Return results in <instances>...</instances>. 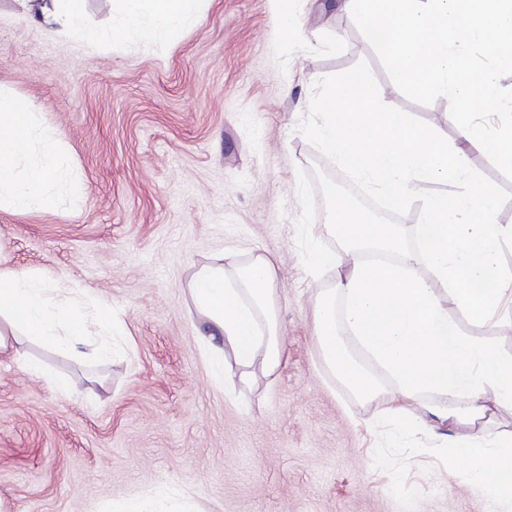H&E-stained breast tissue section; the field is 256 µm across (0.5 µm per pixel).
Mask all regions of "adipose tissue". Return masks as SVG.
I'll return each instance as SVG.
<instances>
[{
  "instance_id": "1",
  "label": "adipose tissue",
  "mask_w": 512,
  "mask_h": 512,
  "mask_svg": "<svg viewBox=\"0 0 512 512\" xmlns=\"http://www.w3.org/2000/svg\"><path fill=\"white\" fill-rule=\"evenodd\" d=\"M122 24L109 36L137 30L147 41L165 40L196 18L197 0H118ZM30 21L51 34L79 35L84 31V0H23ZM378 91L370 85L331 86L329 112L344 122L328 120L314 129L327 154L351 170L371 193L394 208L428 183H449L451 194L422 195V215L410 231L395 224H379L337 205L330 228L343 244L339 253L311 248L315 266L346 265L334 292L318 303L317 323L324 361L344 382L369 395L375 385L358 369L349 354L347 338L395 375L398 386L385 398L399 433L417 428L435 431L443 425H475L490 406H512V356L463 335L449 318L443 298H450L475 320L484 321L502 308L512 290V269L499 256L512 246V225L496 221L497 195L467 166L461 147L448 145L431 131L414 125L404 114L378 112ZM60 143L41 129L28 106L0 94V207L15 211L52 206V189L61 180L57 166ZM416 245H404L405 234ZM428 269L444 292L436 294L422 279ZM273 280L269 260L259 258L234 288L222 269L201 272L191 294L212 329L224 338L211 346L208 357L222 364L224 348H231L240 367L262 363L266 373L281 363V347L274 332H263L259 315L267 311ZM250 300H243V293ZM58 288L32 272L0 266V353L15 351L22 340L72 356L80 355L81 337L88 323L112 329V311L87 302L85 311L60 306ZM444 397L430 408L429 418L406 419L402 411L419 393ZM469 394L465 409L454 406ZM448 456L471 461L470 480L488 494L492 512L512 498V432L488 437L482 433L448 437Z\"/></svg>"
}]
</instances>
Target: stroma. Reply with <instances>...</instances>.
<instances>
[{
    "mask_svg": "<svg viewBox=\"0 0 512 512\" xmlns=\"http://www.w3.org/2000/svg\"><path fill=\"white\" fill-rule=\"evenodd\" d=\"M289 8L304 40L281 36L274 0H200L195 26L146 45L101 40L116 0H85L89 42L0 0V93L34 105L76 185L50 209H0V258L68 283L74 307L108 304L116 326L106 363L28 341L24 359L44 370L33 377L0 355L7 512H108L134 498L152 512H488L469 461L449 462L435 435L394 439L380 420L391 377L372 369L364 397L325 365L315 311L336 272L308 257L342 247L319 189L354 184L312 134L331 83L361 78L380 110L455 146L449 102L407 99L337 0ZM467 165L512 225V181L482 150L469 148ZM259 256L275 271L281 365L246 373L225 351L220 386L191 284L215 268L237 281ZM447 308L463 334L512 353V318L476 324Z\"/></svg>",
    "mask_w": 512,
    "mask_h": 512,
    "instance_id": "1",
    "label": "stroma"
}]
</instances>
